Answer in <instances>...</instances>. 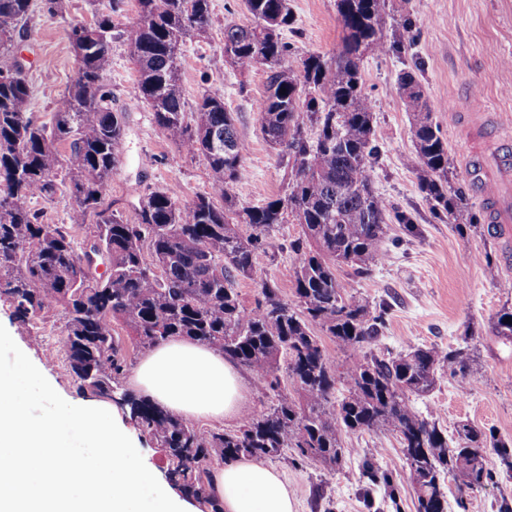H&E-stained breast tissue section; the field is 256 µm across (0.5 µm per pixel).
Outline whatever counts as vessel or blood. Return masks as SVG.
Returning <instances> with one entry per match:
<instances>
[{"instance_id": "vessel-or-blood-1", "label": "vessel or blood", "mask_w": 512, "mask_h": 512, "mask_svg": "<svg viewBox=\"0 0 512 512\" xmlns=\"http://www.w3.org/2000/svg\"><path fill=\"white\" fill-rule=\"evenodd\" d=\"M496 148L479 158H468L465 171L476 185L492 224L512 223V124L497 121Z\"/></svg>"}]
</instances>
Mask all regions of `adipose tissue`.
<instances>
[{"instance_id": "obj_1", "label": "adipose tissue", "mask_w": 512, "mask_h": 512, "mask_svg": "<svg viewBox=\"0 0 512 512\" xmlns=\"http://www.w3.org/2000/svg\"><path fill=\"white\" fill-rule=\"evenodd\" d=\"M129 383L187 420L240 419L247 412L234 363L210 347L181 338L149 350ZM210 492L224 512H294L287 484L261 460L243 458L218 467Z\"/></svg>"}]
</instances>
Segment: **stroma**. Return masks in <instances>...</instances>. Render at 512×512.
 I'll return each instance as SVG.
<instances>
[{
  "mask_svg": "<svg viewBox=\"0 0 512 512\" xmlns=\"http://www.w3.org/2000/svg\"><path fill=\"white\" fill-rule=\"evenodd\" d=\"M290 7L294 22L283 35L291 47L285 66L298 68L301 59L312 54L335 55L342 36L336 0H290ZM109 8L119 26L138 18L136 0H65L63 12L54 15L47 12L44 0H34L28 24L15 33L11 59L22 66L32 91L30 110L40 120H49L59 110L77 78L70 25L92 20L95 11ZM250 21L242 0H212L206 34L188 38L180 59L186 105L215 93L223 96L235 118L244 145L239 178L245 207L285 195L291 177L287 156L273 149L261 131L256 104L264 90L263 68L238 71L222 51L225 25ZM383 33L387 41L399 42V50L366 54L362 66L379 145L374 184L394 209L412 214L417 231L411 235L402 225L390 224L378 247L381 258L370 264L368 274L357 276L345 267L339 276L371 309L387 310L373 353L433 344L468 353L465 382L443 369L430 393L413 397L420 415L437 421L449 434L468 422L512 440V340L493 330L498 315L512 310V226L497 238L482 232L486 213L474 196L468 199L474 227L457 229L455 218L432 210L408 164L414 150L411 114L398 82L404 70L420 80L448 145V179L468 185L463 157L483 152L488 143L483 115L466 112V103L475 96L483 100L486 113L512 116V0H388ZM136 79L127 44L113 40L112 69L104 89L112 96L113 108L125 116V133L121 164L105 188L102 206L128 224L137 223L140 202L151 191H169L184 204L211 187L204 157L186 154L164 137L137 95ZM301 234L300 225L290 221L270 233L256 255L252 276L237 282L245 308L254 307L266 281L277 283L284 298H291L298 257L290 244ZM0 325L34 365L44 367L45 377L64 397L82 399L64 361L60 314L23 326L0 300ZM342 441L345 456L335 468L296 461L290 449L271 459L288 484L295 512H417L410 471L395 434L347 433ZM368 458L390 474L392 488L363 477ZM444 490L448 512H498L501 498L512 499V476L498 474L494 484L474 492L448 477ZM460 498L465 508H457Z\"/></svg>",
  "mask_w": 512,
  "mask_h": 512,
  "instance_id": "stroma-1",
  "label": "stroma"
}]
</instances>
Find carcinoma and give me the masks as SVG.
Masks as SVG:
<instances>
[{
  "instance_id": "carcinoma-1",
  "label": "carcinoma",
  "mask_w": 512,
  "mask_h": 512,
  "mask_svg": "<svg viewBox=\"0 0 512 512\" xmlns=\"http://www.w3.org/2000/svg\"><path fill=\"white\" fill-rule=\"evenodd\" d=\"M138 20L119 32L137 66L139 98L163 135L187 154L207 161L210 191L180 203L165 190L147 194L138 223L102 208L103 191L121 163L124 113L112 109L103 81L112 67V11L90 23L70 25L78 77L62 108L40 122L29 111L31 89L14 66L0 67V298L14 319L33 325L60 309L65 318V358L83 392L100 398L120 394L134 428L163 448L171 481L209 503L216 464L242 457L274 458L288 448L300 460L341 464L342 433L395 434L409 467L417 512H447L443 473L471 490L494 480L489 456L512 459V441L470 423L447 435L423 418L410 396L430 392L440 368L465 378L463 351L418 348L395 355L366 351L379 336L382 315L343 281L375 260L389 224L412 233L413 217L391 213L372 178L379 148L373 107L364 92L361 66L368 52L385 53L382 18L386 0H336L341 48L326 58L310 55L298 70L283 66L293 23L288 0H243L253 23L224 26V55L239 71L261 67L265 89L257 112L266 141L292 159L288 193L261 206L239 207L243 144L235 119L217 94H205L190 111L180 89L181 46L203 36L212 0H137ZM33 0H0V54L10 53L17 27ZM411 112L415 145L411 162L433 208L452 216L448 200V145L440 135L423 90L410 72L399 76ZM285 93H280V90ZM66 146L61 152L59 147ZM74 200L70 224L96 217L90 246L77 250L69 224H47L29 206L59 187ZM291 217L302 236L291 243L302 255L294 272L293 298L266 283L248 310L235 288L254 272L266 236ZM245 224V235L239 226ZM106 257L105 274L91 256ZM127 329L134 349L150 350L172 337L213 348L241 367L264 375L270 403L233 431L205 430L168 413L124 385L130 360L112 324ZM318 325L348 353L341 377L312 326ZM512 338V311L494 323ZM296 400L280 388V359ZM345 393L336 400V380Z\"/></svg>"
}]
</instances>
